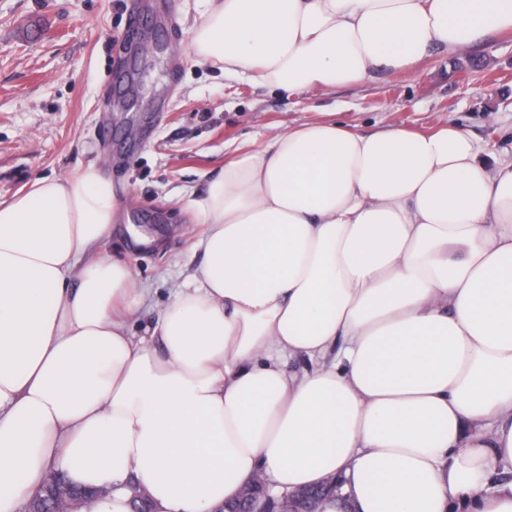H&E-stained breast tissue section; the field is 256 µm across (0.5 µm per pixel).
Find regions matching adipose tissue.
<instances>
[{"label": "adipose tissue", "mask_w": 512, "mask_h": 512, "mask_svg": "<svg viewBox=\"0 0 512 512\" xmlns=\"http://www.w3.org/2000/svg\"><path fill=\"white\" fill-rule=\"evenodd\" d=\"M197 64L326 92L464 54L512 0H206ZM204 259L145 335L97 166L0 202V512L50 470L94 512H217L255 476L318 512H512V161L464 129L336 120L238 148L189 201ZM316 369L296 374L285 361Z\"/></svg>", "instance_id": "1"}]
</instances>
